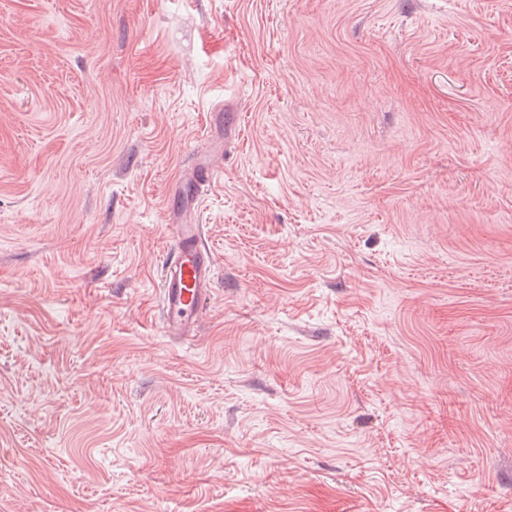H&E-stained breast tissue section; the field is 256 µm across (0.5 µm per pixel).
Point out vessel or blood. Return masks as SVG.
<instances>
[{
	"label": "vessel or blood",
	"mask_w": 512,
	"mask_h": 512,
	"mask_svg": "<svg viewBox=\"0 0 512 512\" xmlns=\"http://www.w3.org/2000/svg\"><path fill=\"white\" fill-rule=\"evenodd\" d=\"M237 121V113L220 107L209 112L204 147L191 150L169 189L175 197L167 208L171 245L162 261L159 298L164 332L173 338L196 333L203 302L213 288L216 263L205 241L199 204L235 147Z\"/></svg>",
	"instance_id": "obj_1"
}]
</instances>
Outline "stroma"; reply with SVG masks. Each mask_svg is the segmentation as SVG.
I'll use <instances>...</instances> for the list:
<instances>
[{
    "label": "stroma",
    "instance_id": "35a3bbf8",
    "mask_svg": "<svg viewBox=\"0 0 512 512\" xmlns=\"http://www.w3.org/2000/svg\"><path fill=\"white\" fill-rule=\"evenodd\" d=\"M0 512H512V0H0ZM230 104L208 112L205 147L188 154L191 160L171 185L168 198L179 201L167 208L171 245L163 257V278L159 288L162 324L167 336H193L203 314V302L210 294L216 263L205 241L199 204L224 167V157L233 151L239 137L238 112H225Z\"/></svg>",
    "mask_w": 512,
    "mask_h": 512
}]
</instances>
